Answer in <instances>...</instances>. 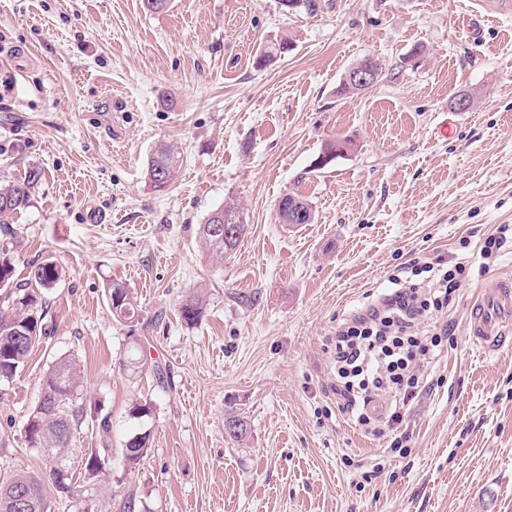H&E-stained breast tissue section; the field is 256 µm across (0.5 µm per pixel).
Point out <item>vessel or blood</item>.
I'll return each mask as SVG.
<instances>
[{"label":"vessel or blood","mask_w":512,"mask_h":512,"mask_svg":"<svg viewBox=\"0 0 512 512\" xmlns=\"http://www.w3.org/2000/svg\"><path fill=\"white\" fill-rule=\"evenodd\" d=\"M468 339L486 352L512 348V277L499 278L472 303Z\"/></svg>","instance_id":"b4317fda"}]
</instances>
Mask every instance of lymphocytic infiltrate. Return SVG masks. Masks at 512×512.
Here are the masks:
<instances>
[{
    "label": "lymphocytic infiltrate",
    "mask_w": 512,
    "mask_h": 512,
    "mask_svg": "<svg viewBox=\"0 0 512 512\" xmlns=\"http://www.w3.org/2000/svg\"><path fill=\"white\" fill-rule=\"evenodd\" d=\"M413 280L392 278V288L340 324L331 340L338 411L361 431L381 435L397 429L404 409L422 384L420 366L441 355L447 327L433 326L463 281V264L413 259Z\"/></svg>",
    "instance_id": "1"
}]
</instances>
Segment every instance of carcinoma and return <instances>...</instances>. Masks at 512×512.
<instances>
[{"label":"carcinoma","mask_w":512,"mask_h":512,"mask_svg":"<svg viewBox=\"0 0 512 512\" xmlns=\"http://www.w3.org/2000/svg\"><path fill=\"white\" fill-rule=\"evenodd\" d=\"M180 164V154L173 146L159 145L147 160V178L153 189H165ZM43 176L41 168L32 166L23 178L0 185V216L28 207ZM286 199L288 206L277 208L281 223L292 226L311 223V206L306 200L293 195L286 196ZM226 216L231 218L227 224L224 223ZM215 222L226 224L227 232L221 238L208 231L209 225ZM245 230L239 211L229 205L211 211L205 222L199 225L198 237L214 259L222 260L236 249ZM13 273L12 258L6 249L0 253V290H8L4 305L0 307V381H9L18 375L35 346L46 336L39 291L52 288L61 281L63 269L50 260L34 264L23 287L13 284ZM107 297L116 320L130 321L135 317L133 296L124 283L112 282L107 287ZM204 310L202 295L192 294L182 301L180 317L192 326L201 319ZM79 389V377L71 361L66 357L56 361L43 377L39 401L28 416L24 432L30 447L39 449L47 460L49 479L56 494L68 500L76 497L78 505L83 507L81 512H94L100 487L110 475L111 424L106 416L88 415L85 405L79 402ZM88 417L98 419V440L96 447L82 451L80 470L76 471L70 462L71 442ZM224 430L230 438L240 441L247 433V423L240 415L228 413L224 417ZM150 449L148 433H138L129 438L122 448L124 471L135 472ZM27 485L41 502H48L44 480L35 473L16 470L0 481V512H13L8 507V499L16 487Z\"/></svg>","instance_id":"cac0c4a2"}]
</instances>
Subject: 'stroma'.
<instances>
[{"label":"stroma","mask_w":512,"mask_h":512,"mask_svg":"<svg viewBox=\"0 0 512 512\" xmlns=\"http://www.w3.org/2000/svg\"><path fill=\"white\" fill-rule=\"evenodd\" d=\"M318 3L0 0V183L44 172L0 247L16 280L47 259L65 271L43 293L46 338L0 382V479L45 473L24 424L67 357L112 425L95 512L130 489L141 512H512V350L479 353L466 330L473 298L512 276L511 243L438 318L448 346L399 428L406 457L337 412L330 345L409 260L479 261L512 225V6ZM368 56L378 81L341 93ZM463 93L473 106L455 111ZM338 139L350 150L315 168ZM163 143L183 162L157 191L146 160ZM287 194L312 223L281 224ZM226 205L248 229L219 262L197 232ZM114 281L138 322L114 319ZM196 290L206 311L189 326L178 310ZM229 411L247 420L243 441L224 433ZM143 431L150 454L125 474L121 450Z\"/></svg>","instance_id":"obj_1"}]
</instances>
